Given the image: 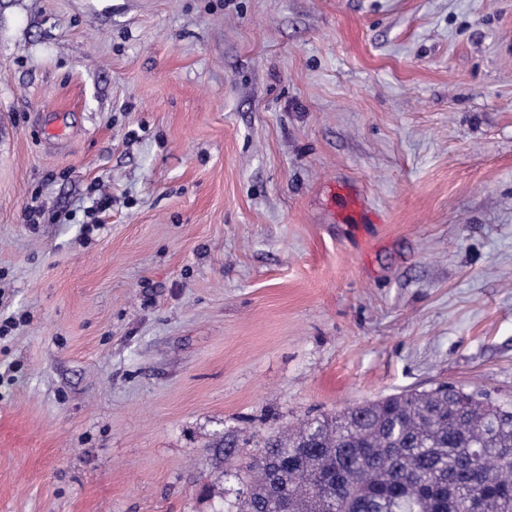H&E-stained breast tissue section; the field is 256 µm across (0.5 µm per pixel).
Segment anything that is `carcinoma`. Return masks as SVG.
Here are the masks:
<instances>
[{"label": "carcinoma", "instance_id": "obj_1", "mask_svg": "<svg viewBox=\"0 0 512 512\" xmlns=\"http://www.w3.org/2000/svg\"><path fill=\"white\" fill-rule=\"evenodd\" d=\"M235 512H512V409L440 384L312 417L263 440Z\"/></svg>", "mask_w": 512, "mask_h": 512}]
</instances>
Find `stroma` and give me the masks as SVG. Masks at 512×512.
<instances>
[{"instance_id":"35a3bbf8","label":"stroma","mask_w":512,"mask_h":512,"mask_svg":"<svg viewBox=\"0 0 512 512\" xmlns=\"http://www.w3.org/2000/svg\"><path fill=\"white\" fill-rule=\"evenodd\" d=\"M8 319L0 512H226L307 417L512 397V0H0Z\"/></svg>"}]
</instances>
